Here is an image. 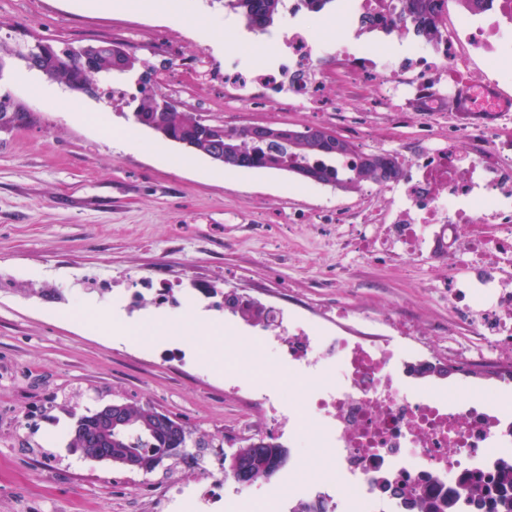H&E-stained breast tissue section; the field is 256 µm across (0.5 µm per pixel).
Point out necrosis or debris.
Here are the masks:
<instances>
[{
  "instance_id": "1",
  "label": "necrosis or debris",
  "mask_w": 512,
  "mask_h": 512,
  "mask_svg": "<svg viewBox=\"0 0 512 512\" xmlns=\"http://www.w3.org/2000/svg\"><path fill=\"white\" fill-rule=\"evenodd\" d=\"M399 12V0H343L335 27L318 30L305 0H288L289 17L305 21L285 38L280 62L247 67L224 85L241 102L274 93L288 108L307 107L320 92L324 54L345 56L370 104L414 123L418 141L412 151L395 147L402 176L392 201L385 213L363 214L349 246L400 263L429 250L455 260L440 286L449 309L486 349H512V0H470L457 21L441 0V38L410 39L391 61L377 37L394 30ZM477 63L486 67L479 77ZM391 328L399 342L354 340L270 313L265 341L307 389L311 426L290 435L320 451L319 495L349 498L358 512H408L403 498L374 494L377 473L393 471L408 486L447 493L448 512H490L497 473L512 465V412L471 398L468 385L415 383L422 356L411 328L397 320ZM477 475L487 482L481 506L469 494Z\"/></svg>"
}]
</instances>
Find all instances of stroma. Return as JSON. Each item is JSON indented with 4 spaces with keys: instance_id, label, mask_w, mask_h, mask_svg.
<instances>
[{
    "instance_id": "35a3bbf8",
    "label": "stroma",
    "mask_w": 512,
    "mask_h": 512,
    "mask_svg": "<svg viewBox=\"0 0 512 512\" xmlns=\"http://www.w3.org/2000/svg\"><path fill=\"white\" fill-rule=\"evenodd\" d=\"M166 2L130 0L127 9L108 11L85 0H0V41L57 48L123 43L154 68L158 93L227 126L321 125L358 146L410 142L407 128L353 131L363 90L347 83L346 62L336 54L323 60L317 108L286 110L272 97L239 104L221 73L238 62L272 60L288 34L287 19L265 33L240 25L230 32L225 25L233 15L221 0H174L190 13L189 26L176 27L165 18ZM22 69L11 57L0 63V97L27 115L0 128V512H200L195 505L169 510L174 486L223 473L226 440L240 447L270 436L284 444L289 426L305 417V390L277 364L216 371L203 356L205 341L184 331L159 341L111 337L68 319L80 299L111 303L133 326L170 315L173 304L157 305L142 293L147 277L179 297L198 288L243 293L327 332L349 327L344 308L373 316L369 330L383 336L398 317L416 327L433 362L451 361L455 347L473 345L433 287L447 277L448 262L369 259L348 247L350 225L291 221L296 212L315 216L339 206L352 216L374 203L389 206L385 186L345 192L269 169L228 168L219 179L212 160L169 142L163 148L171 157L188 155L193 164L167 167L152 153L114 149L67 111L45 109L35 94L45 77L19 82ZM55 91L82 111L105 112L114 127L156 140L135 123L131 106L104 96L76 98L60 85ZM30 266L39 277L25 275ZM137 292L141 302L129 306ZM195 308L223 322L225 357L238 358L246 345L263 352L260 327L244 328L210 298L197 297ZM258 369L267 376L261 385ZM229 384L288 399L254 406L227 394ZM112 402L147 404L183 419L191 431L184 455L145 474L70 451L77 418Z\"/></svg>"
}]
</instances>
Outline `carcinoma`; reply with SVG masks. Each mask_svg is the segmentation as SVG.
I'll return each mask as SVG.
<instances>
[{
    "mask_svg": "<svg viewBox=\"0 0 512 512\" xmlns=\"http://www.w3.org/2000/svg\"><path fill=\"white\" fill-rule=\"evenodd\" d=\"M400 19L412 20L417 33L424 39L433 41L439 36L436 0H401ZM224 7L236 15L247 27L262 31L272 26L287 8L286 0H224ZM137 62L118 71L107 56L98 60L93 72L83 74L80 55L73 47L57 51V55L44 58L40 72L51 82L69 89L76 95L87 94L96 97L104 94L112 96V89L106 83L118 73L136 70ZM138 81L143 83L140 96L132 97L136 102L135 122L148 126L154 120L153 104L158 96L152 86L151 70L141 73ZM168 136L181 141L195 143L198 153L206 151L201 134L210 121L185 110L168 112L164 115ZM251 126H224V146L236 151L228 166L246 169H276L289 172L298 178L311 180V172L317 173L316 182L331 185L342 190H353L364 182L386 185L399 180L402 170L397 158L385 153H360L348 140H343L340 149H328L318 142L304 137H286L281 143L266 144L253 142L250 138ZM353 157L355 162L347 168L346 174L336 177V162ZM129 425L128 447L138 451L145 462L156 459L162 461L174 457L173 448H184L188 431L185 423L177 417L166 416L162 423L156 417V409L151 406L128 407L126 412ZM99 428L96 412H88L79 417L72 431L69 447L92 456L110 444L95 439ZM289 450L273 438L254 439L224 455V476L232 478L244 486H252L269 481L284 466ZM497 498L491 507L499 512H512V494L508 484L512 477L502 478ZM408 506L416 512H448V497L432 496L427 489L415 486L410 490Z\"/></svg>",
    "mask_w": 512,
    "mask_h": 512,
    "instance_id": "cac0c4a2",
    "label": "carcinoma"
}]
</instances>
